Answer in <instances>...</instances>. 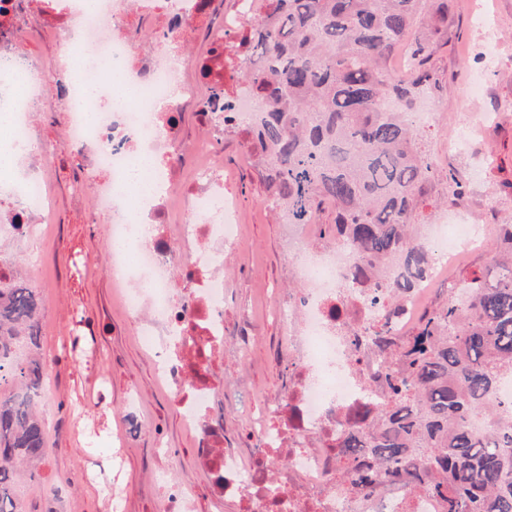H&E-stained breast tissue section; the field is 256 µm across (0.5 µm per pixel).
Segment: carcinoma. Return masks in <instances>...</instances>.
Here are the masks:
<instances>
[{"label": "carcinoma", "instance_id": "1", "mask_svg": "<svg viewBox=\"0 0 512 512\" xmlns=\"http://www.w3.org/2000/svg\"><path fill=\"white\" fill-rule=\"evenodd\" d=\"M451 0H261L241 45L250 65L236 71L261 101L241 128L264 162V181L290 224H319L335 214L327 241L348 239L357 260L348 288H411L430 262L429 246L411 228L432 175L419 151L414 98L427 81L426 44L448 27ZM407 72L391 59L414 32ZM393 101L397 109L384 103ZM500 244L472 271L470 303L448 300L421 320L405 350L407 369L388 370L393 399L378 418L353 414L336 440L355 462L354 483L395 480L415 471L412 491L444 500L446 512H512V419L499 409L501 377L512 374V222L499 225ZM44 312L38 291L24 283L0 299V361L12 348H41ZM15 390L0 395V512H37L21 505L16 487L58 496L40 467L48 429L34 405L46 379L43 361L14 368ZM487 431L477 435L470 421Z\"/></svg>", "mask_w": 512, "mask_h": 512}]
</instances>
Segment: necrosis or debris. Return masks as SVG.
<instances>
[{
    "instance_id": "4bbe7bcc",
    "label": "necrosis or debris",
    "mask_w": 512,
    "mask_h": 512,
    "mask_svg": "<svg viewBox=\"0 0 512 512\" xmlns=\"http://www.w3.org/2000/svg\"><path fill=\"white\" fill-rule=\"evenodd\" d=\"M254 0H0V112L21 150L0 179V240L14 241L57 223L50 185L69 150L71 178L112 226L111 275L126 317L155 357L158 382L175 403L208 473L207 490L238 512H446L444 502L411 491L412 474L353 486L336 439L356 408L386 404L383 363L414 337L434 286L462 255L484 253L489 226L442 214L424 236L433 252L416 287L373 295L346 287L350 242L314 248L306 225L288 227V257L307 288L276 300L288 331L284 393L243 408L249 447L224 434V393L214 361L223 355L224 245L237 239L235 205L224 192V117L199 97L224 83V36L242 33ZM46 30L51 58L30 45ZM205 37V54L192 52ZM109 86L112 107L93 120L72 101ZM198 113L196 138L170 115ZM60 112L62 143L41 131V115ZM145 162L149 208L129 197L128 178ZM450 297H460L456 281ZM384 335H376L378 324Z\"/></svg>"
}]
</instances>
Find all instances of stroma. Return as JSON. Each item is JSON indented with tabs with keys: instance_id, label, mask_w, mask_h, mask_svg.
Here are the masks:
<instances>
[{
	"instance_id": "35a3bbf8",
	"label": "stroma",
	"mask_w": 512,
	"mask_h": 512,
	"mask_svg": "<svg viewBox=\"0 0 512 512\" xmlns=\"http://www.w3.org/2000/svg\"><path fill=\"white\" fill-rule=\"evenodd\" d=\"M445 32L428 46L429 79L418 103L437 106L422 128L420 147L433 169L422 189L416 221L432 223L455 204L474 224L512 217V0H452ZM474 139L464 153L453 150L459 127ZM224 178L233 195L241 237L224 253V316L234 333L243 316L252 320L247 358L226 350L225 386H246L255 397L278 394L288 374L280 357L281 326L270 313L272 289L298 287L288 262V227L267 207L269 190L258 173L255 151L234 130L224 133ZM53 190L59 222L43 241H30L26 262L39 269V291L48 314L43 350L55 356L43 406L51 453L43 465L45 483L60 484L61 502L39 501L57 512H108L113 488H121L124 512H155L159 491L152 473L169 464L195 487L196 512H237L213 503L206 477L196 469L191 441L172 400L156 381L154 361L136 340L109 271L107 224L91 220L72 202L68 167ZM93 325L82 335L80 322ZM144 404L150 427L115 451L112 430L130 392ZM111 411L97 414L95 395ZM164 438L171 454L155 444Z\"/></svg>"
}]
</instances>
